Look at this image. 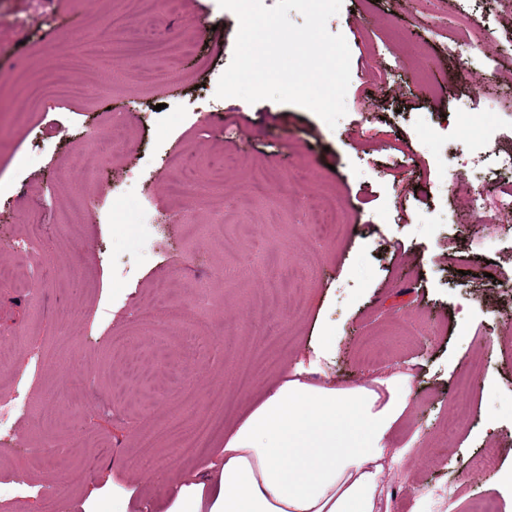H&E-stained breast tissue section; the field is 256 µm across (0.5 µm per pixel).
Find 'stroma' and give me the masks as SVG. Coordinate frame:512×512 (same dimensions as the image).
Masks as SVG:
<instances>
[{
    "mask_svg": "<svg viewBox=\"0 0 512 512\" xmlns=\"http://www.w3.org/2000/svg\"><path fill=\"white\" fill-rule=\"evenodd\" d=\"M116 12L144 21L148 39L188 33L196 48L176 59L98 52ZM327 28L350 50L333 128L271 100L191 109L233 57L238 19L218 0L174 11L165 0H0V399L22 389L33 400L0 426V512H46L50 492L59 512H84L92 493L119 512H162L176 480L210 462L183 457L168 427L189 437L211 419L207 445L223 447L263 388L325 335L337 385L412 377L389 442L405 454L384 474L381 512H469L483 497L512 512V236L447 223L451 212L485 218L468 203L481 126L495 130L494 153L512 154L507 105L483 92L481 68L461 71L448 36L511 33L512 0H342ZM62 66L85 94L16 124L23 75ZM462 99L471 114H457ZM450 122L461 132L442 139ZM113 123L120 135L100 153ZM260 166L275 176L254 194ZM189 173L205 189L182 202L172 186ZM330 194L344 229L317 238L311 215ZM33 235L41 263L26 288L16 248ZM286 267L298 277L283 287ZM161 280L186 307L181 323L157 300ZM279 334L288 353L239 388L260 337ZM131 357L149 376L130 374ZM489 447L495 469H475Z\"/></svg>",
    "mask_w": 512,
    "mask_h": 512,
    "instance_id": "35a3bbf8",
    "label": "stroma"
}]
</instances>
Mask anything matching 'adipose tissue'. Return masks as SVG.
I'll return each mask as SVG.
<instances>
[{
	"label": "adipose tissue",
	"instance_id": "obj_1",
	"mask_svg": "<svg viewBox=\"0 0 512 512\" xmlns=\"http://www.w3.org/2000/svg\"><path fill=\"white\" fill-rule=\"evenodd\" d=\"M334 353L323 337L313 360L284 370L230 429L220 464L181 479L164 512H380L383 475L402 455L388 438L411 377L345 388L318 380Z\"/></svg>",
	"mask_w": 512,
	"mask_h": 512
}]
</instances>
